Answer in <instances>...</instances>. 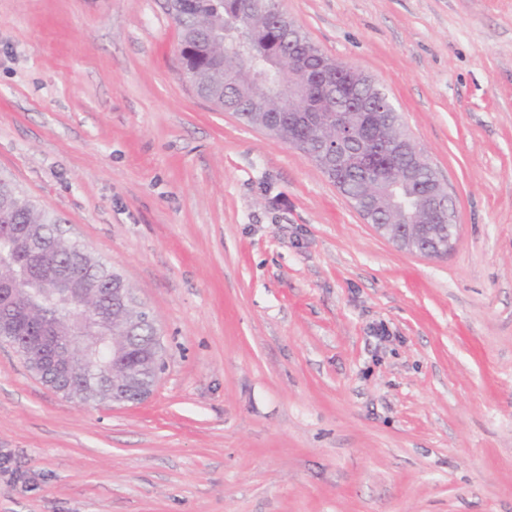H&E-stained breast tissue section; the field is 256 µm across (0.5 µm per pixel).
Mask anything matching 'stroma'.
<instances>
[{
	"label": "stroma",
	"instance_id": "stroma-1",
	"mask_svg": "<svg viewBox=\"0 0 512 512\" xmlns=\"http://www.w3.org/2000/svg\"><path fill=\"white\" fill-rule=\"evenodd\" d=\"M281 6L386 88L455 249L199 98L165 0H0V177L165 350L150 398L88 405L0 340V512H512V0Z\"/></svg>",
	"mask_w": 512,
	"mask_h": 512
}]
</instances>
